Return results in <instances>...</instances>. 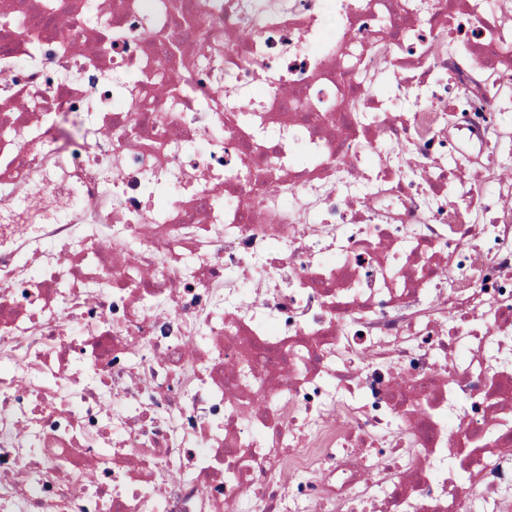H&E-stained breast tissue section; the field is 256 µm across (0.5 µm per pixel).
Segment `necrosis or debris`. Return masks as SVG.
Returning a JSON list of instances; mask_svg holds the SVG:
<instances>
[{
	"label": "necrosis or debris",
	"instance_id": "4bbe7bcc",
	"mask_svg": "<svg viewBox=\"0 0 512 512\" xmlns=\"http://www.w3.org/2000/svg\"><path fill=\"white\" fill-rule=\"evenodd\" d=\"M1 16L0 512H512V0Z\"/></svg>",
	"mask_w": 512,
	"mask_h": 512
}]
</instances>
